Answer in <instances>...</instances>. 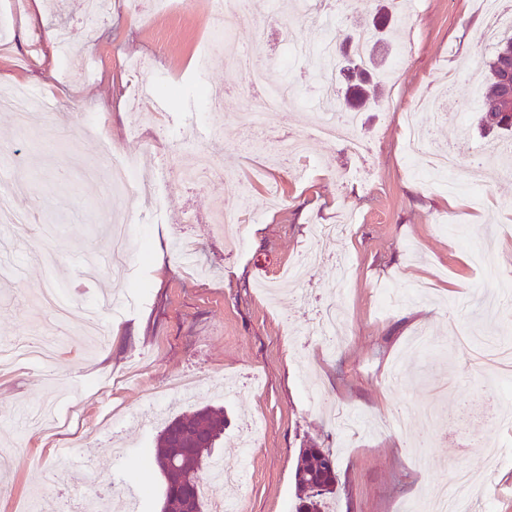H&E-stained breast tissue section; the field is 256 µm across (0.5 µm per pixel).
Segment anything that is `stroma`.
Here are the masks:
<instances>
[{
    "label": "stroma",
    "instance_id": "35a3bbf8",
    "mask_svg": "<svg viewBox=\"0 0 512 512\" xmlns=\"http://www.w3.org/2000/svg\"><path fill=\"white\" fill-rule=\"evenodd\" d=\"M377 2L338 0L328 13L311 0V11L293 14L279 0H249L236 40L259 46L294 94L309 97L325 29L346 43L370 25ZM212 23L207 0H185L173 13L159 12L156 0H112L111 14L94 22L86 0H41L34 16L29 0H0V90L25 74L29 87L59 101L34 113L29 132L0 110V149L24 187L17 201L35 216L7 252L23 264L19 277L0 278V342L51 331L38 306L49 281L68 284L73 302L65 342L48 364L0 372V512H18L33 496L37 512H76L75 498L103 487L109 512H161L157 435L199 405L224 411L225 464L247 454L246 476L231 489L237 512H295L293 473L309 441L336 455L330 512H399L450 484L459 465L493 488L494 512H512V460L491 458L493 448L512 451V425L490 422V368L460 347L428 358L407 346L423 329L438 341L452 332L512 341V306L498 288L512 282V171L472 184L470 162L487 142L476 112L456 108L496 51L483 42L493 24L484 0H412L397 15L400 37L376 49L385 92L361 115L359 155L314 137L305 157L287 156L289 139L308 127L302 109L268 113L264 129H246L239 77L198 62ZM286 26L306 55L289 59ZM60 29L73 53L60 51ZM144 56L153 67L143 80L164 110L136 134L144 106L130 98V65ZM210 87L226 91L220 109L203 95ZM441 93L446 103L426 146L456 152L453 178L463 191L455 195L426 173L425 160L410 164L403 153V112ZM205 148L226 173L187 181ZM128 154L139 156L152 202L109 190L111 156ZM348 214L350 229L321 246L306 281L282 283V271L316 245L314 227ZM116 216L141 231L120 277L106 262ZM50 224L57 233L39 235ZM185 237L198 244L191 270L176 248ZM340 256L351 265L343 282ZM102 293L118 297L120 310L107 316L108 343L99 347L82 324ZM331 304L346 325L333 351L312 332ZM182 373L202 376L197 396L163 397ZM310 384L356 415L384 418L398 408L402 421L344 437L310 401ZM428 406L442 412L443 432L420 469L409 446L429 435ZM255 419L260 430L242 447L241 428ZM75 451L93 459L96 483H73ZM131 486L140 501H131Z\"/></svg>",
    "mask_w": 512,
    "mask_h": 512
}]
</instances>
